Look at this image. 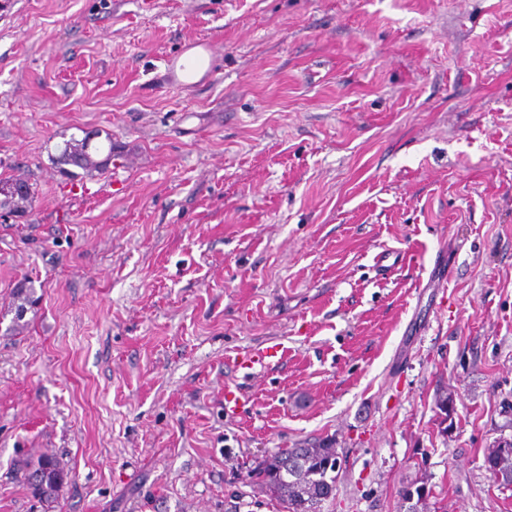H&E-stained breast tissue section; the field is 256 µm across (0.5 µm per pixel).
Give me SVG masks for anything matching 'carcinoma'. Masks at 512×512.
I'll return each instance as SVG.
<instances>
[{"instance_id": "cac0c4a2", "label": "carcinoma", "mask_w": 512, "mask_h": 512, "mask_svg": "<svg viewBox=\"0 0 512 512\" xmlns=\"http://www.w3.org/2000/svg\"><path fill=\"white\" fill-rule=\"evenodd\" d=\"M89 137L81 142L65 143L57 158L59 164L74 154L81 155L77 167L86 174L107 170L112 154L97 161L89 152ZM34 193L27 187L25 195L13 197L4 194L0 208H8L18 213L30 207ZM36 291L28 282H21L13 291L15 317L6 332L17 330L27 308L38 304ZM339 456L328 441H322L309 448H281L259 463L255 476L271 494L283 504L287 512H321L322 503L332 498L336 491V472ZM488 472L498 467L500 470L512 471V443L498 442L489 449L485 456ZM21 476L31 494L39 501L51 504L67 478V472L61 460L54 454H42L35 459H27L21 465Z\"/></svg>"}]
</instances>
